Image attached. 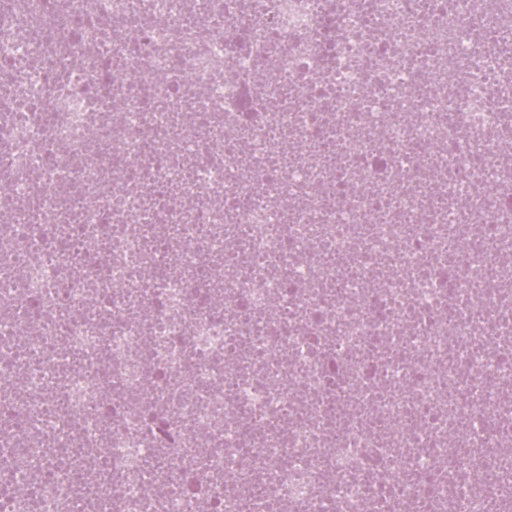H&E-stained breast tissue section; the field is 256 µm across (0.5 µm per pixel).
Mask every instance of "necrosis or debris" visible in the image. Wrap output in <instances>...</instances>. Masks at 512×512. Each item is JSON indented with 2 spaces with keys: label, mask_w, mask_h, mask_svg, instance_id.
<instances>
[{
  "label": "necrosis or debris",
  "mask_w": 512,
  "mask_h": 512,
  "mask_svg": "<svg viewBox=\"0 0 512 512\" xmlns=\"http://www.w3.org/2000/svg\"><path fill=\"white\" fill-rule=\"evenodd\" d=\"M504 8L0 0V512H512Z\"/></svg>",
  "instance_id": "obj_1"
}]
</instances>
